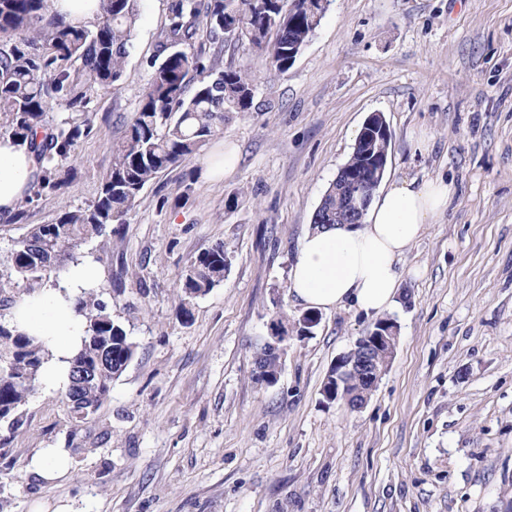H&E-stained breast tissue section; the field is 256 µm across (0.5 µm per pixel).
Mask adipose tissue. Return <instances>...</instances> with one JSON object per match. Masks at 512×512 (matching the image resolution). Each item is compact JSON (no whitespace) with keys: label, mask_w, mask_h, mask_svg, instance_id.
<instances>
[{"label":"adipose tissue","mask_w":512,"mask_h":512,"mask_svg":"<svg viewBox=\"0 0 512 512\" xmlns=\"http://www.w3.org/2000/svg\"><path fill=\"white\" fill-rule=\"evenodd\" d=\"M35 160L9 136L0 137V216L14 212L29 193ZM452 196L441 178L403 181L376 193L363 223L312 230L304 236L290 272L295 300L312 310L347 305L367 315L389 309L396 297L401 257L447 209ZM97 270L73 266L59 287L23 296L12 321L37 338L50 356L40 384L54 392L68 384L69 360L82 347L84 322L72 300L92 286Z\"/></svg>","instance_id":"ef3b65f1"}]
</instances>
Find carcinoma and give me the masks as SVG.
Here are the masks:
<instances>
[{
    "instance_id": "obj_1",
    "label": "carcinoma",
    "mask_w": 512,
    "mask_h": 512,
    "mask_svg": "<svg viewBox=\"0 0 512 512\" xmlns=\"http://www.w3.org/2000/svg\"><path fill=\"white\" fill-rule=\"evenodd\" d=\"M137 0H100L96 18L81 27L49 10L48 0H0V136L28 148L38 163L25 203L64 192L71 170L64 164L78 155L94 128L92 93L118 89L139 19ZM288 17V0H171L157 56L149 61L150 78L140 107L123 123L112 144V162L103 174L96 199L68 209L47 224H37L0 259V305L12 307L22 295L59 282L66 263L82 257L83 246L119 232L144 188L162 173L189 161L224 128L226 113L247 112L254 102L253 80L244 70L220 68L204 53L182 49L205 20L215 37L247 47L277 71L294 62L288 48L306 45L325 16L323 0H298ZM55 110L65 117L49 125ZM370 142L358 137L343 169H370L375 183L384 172L371 169ZM336 223V183L317 206L313 227ZM228 252L217 243L190 259L179 277L180 315L192 318L190 302L224 282ZM75 311L85 321L81 350L71 365H84L73 402L68 386L63 403L72 418L84 421L108 396L136 352L124 326L91 288L82 291ZM46 350L34 337L10 326L0 314V427L21 423V409L36 387ZM255 381L276 373L277 356L267 350L255 361Z\"/></svg>"
}]
</instances>
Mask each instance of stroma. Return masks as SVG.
<instances>
[{
	"mask_svg": "<svg viewBox=\"0 0 512 512\" xmlns=\"http://www.w3.org/2000/svg\"><path fill=\"white\" fill-rule=\"evenodd\" d=\"M169 4L137 0L121 85L94 96L70 187L0 218V258L33 225L96 199ZM187 49L248 70L254 106L148 184L107 248L85 246L136 353L86 422L39 389L20 427L0 430V512L38 501L77 512H512V0H333L283 72L203 29ZM375 112L392 134L383 184L441 177L453 195L401 260L396 353L352 411L322 388L374 326L353 309L291 336L275 384H257L253 369L270 321L303 313L292 262ZM421 134L423 153L411 147ZM228 144L237 164L211 178ZM219 242L230 269L182 322L178 277ZM42 448L68 449L66 477L27 470Z\"/></svg>",
	"mask_w": 512,
	"mask_h": 512,
	"instance_id": "1",
	"label": "stroma"
}]
</instances>
